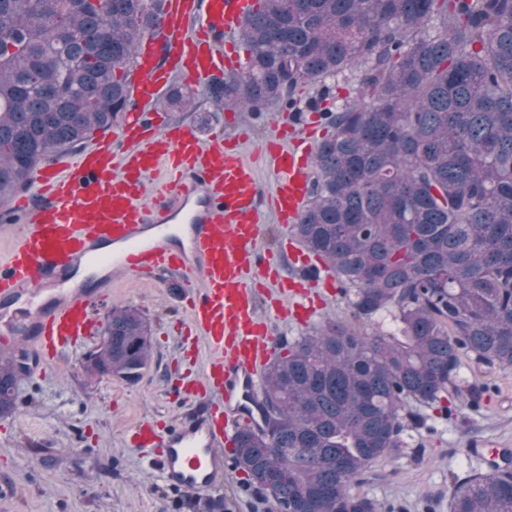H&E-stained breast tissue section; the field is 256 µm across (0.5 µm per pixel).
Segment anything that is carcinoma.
<instances>
[{
	"instance_id": "cac0c4a2",
	"label": "carcinoma",
	"mask_w": 512,
	"mask_h": 512,
	"mask_svg": "<svg viewBox=\"0 0 512 512\" xmlns=\"http://www.w3.org/2000/svg\"><path fill=\"white\" fill-rule=\"evenodd\" d=\"M161 0H0V203L33 171L112 129L126 70ZM242 70L207 86L218 110L299 111L300 94L361 69L356 97L323 109L294 236L325 262L350 317L281 344L235 464L286 512H380L354 490L400 457L420 409H477L461 378L512 369V0H257ZM167 105L194 112L178 88ZM386 314L396 332H368ZM92 374L135 381L150 325L112 309ZM22 355L0 353V413ZM448 512H512V448L456 481Z\"/></svg>"
}]
</instances>
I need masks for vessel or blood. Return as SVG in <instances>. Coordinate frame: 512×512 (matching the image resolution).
I'll return each mask as SVG.
<instances>
[{
  "instance_id": "obj_1",
  "label": "vessel or blood",
  "mask_w": 512,
  "mask_h": 512,
  "mask_svg": "<svg viewBox=\"0 0 512 512\" xmlns=\"http://www.w3.org/2000/svg\"><path fill=\"white\" fill-rule=\"evenodd\" d=\"M257 0H164L156 32L144 38L127 72L128 106L115 134L36 169L11 206L12 245L0 259V334L21 336L50 365L92 335L95 292L70 287L86 259L137 278L170 271L190 286L191 325L212 350L188 390L208 396L207 414L154 429L138 425L134 446L151 450L166 487L187 493L224 483L241 430L257 427L258 393L276 340L263 306L304 321L316 292L311 256L294 253L293 275L260 247L263 205L279 224L297 223L308 198L312 144L295 127L267 141L274 173L262 196L254 168L223 133L202 142L164 125L153 105L175 76L204 87L224 69H242L232 40ZM124 148L115 151L114 139ZM153 187H146V180ZM35 307H18L22 296Z\"/></svg>"
}]
</instances>
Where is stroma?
Segmentation results:
<instances>
[{
    "label": "stroma",
    "mask_w": 512,
    "mask_h": 512,
    "mask_svg": "<svg viewBox=\"0 0 512 512\" xmlns=\"http://www.w3.org/2000/svg\"><path fill=\"white\" fill-rule=\"evenodd\" d=\"M199 103L200 111H167L163 117L204 139L217 130L238 136L262 191L270 192L273 177L262 146L277 134L287 113L271 109L233 117L207 98ZM98 286L109 292L96 310L98 324L120 306L138 308L149 320L150 362L135 382L89 376L84 357L97 344L93 338L45 369L28 358L15 404L0 415V512H201L208 499L223 500L224 512H276L274 502L258 494L237 468L217 490L185 494L163 486L129 435L143 421L197 414L200 401L185 399L172 385L184 375L202 374L210 350L203 337L186 333L188 287L177 275L142 280L120 274ZM348 313L346 300L338 296L303 326L272 312L267 318L282 342ZM487 381L491 392L478 411H464L452 421L427 411L425 425L406 432L404 454L374 464L376 477L361 491L380 504L381 512H448L452 481L484 469L478 449L512 448V370L494 372Z\"/></svg>",
    "instance_id": "35a3bbf8"
}]
</instances>
